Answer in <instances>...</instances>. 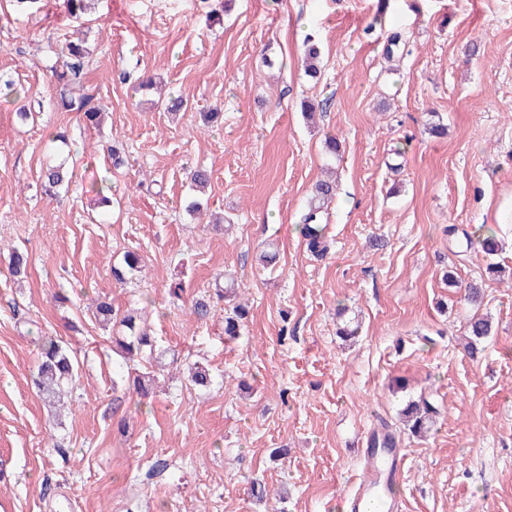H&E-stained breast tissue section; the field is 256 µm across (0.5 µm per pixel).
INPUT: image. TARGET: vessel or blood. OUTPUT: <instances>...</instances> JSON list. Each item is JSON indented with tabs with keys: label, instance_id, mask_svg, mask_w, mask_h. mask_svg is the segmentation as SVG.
<instances>
[{
	"label": "vessel or blood",
	"instance_id": "vessel-or-blood-1",
	"mask_svg": "<svg viewBox=\"0 0 512 512\" xmlns=\"http://www.w3.org/2000/svg\"><path fill=\"white\" fill-rule=\"evenodd\" d=\"M364 458L365 477L347 498L349 512H393L395 502L387 488L400 478L405 465L404 454L398 448L381 454L368 450Z\"/></svg>",
	"mask_w": 512,
	"mask_h": 512
}]
</instances>
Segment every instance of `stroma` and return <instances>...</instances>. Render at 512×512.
I'll use <instances>...</instances> for the list:
<instances>
[{"label":"stroma","instance_id":"obj_1","mask_svg":"<svg viewBox=\"0 0 512 512\" xmlns=\"http://www.w3.org/2000/svg\"><path fill=\"white\" fill-rule=\"evenodd\" d=\"M78 29L83 92L107 112L98 126L53 105L49 67ZM309 34L315 80L301 66ZM1 74L44 109L23 123L0 97V243L29 253L22 279L0 255V512H340L364 477L360 448L386 423L406 456L398 512H512V277L487 271L512 269V243L490 257L465 242L512 194V0H223L214 12L96 0L81 24L63 0L33 16L0 0ZM168 93L185 112L157 107ZM305 99L323 106L314 119ZM215 108L223 124L205 125ZM112 143L128 166L113 168ZM50 156L74 169L56 197L40 189ZM197 165L211 172L208 210L231 221L223 232L187 210ZM330 166V251L317 259L299 224ZM104 179L108 205L91 190ZM128 250L145 267L119 288L110 268ZM225 271L249 309L230 344L223 308L190 314ZM471 283L492 323L474 360ZM100 296L143 309L166 351L150 398L125 390L128 369L150 366L113 352L88 312ZM341 316L359 323L355 339L337 337ZM40 336L78 357L57 415L31 384ZM196 360L209 389L188 379ZM423 396L438 415L419 438L400 411Z\"/></svg>","mask_w":512,"mask_h":512}]
</instances>
